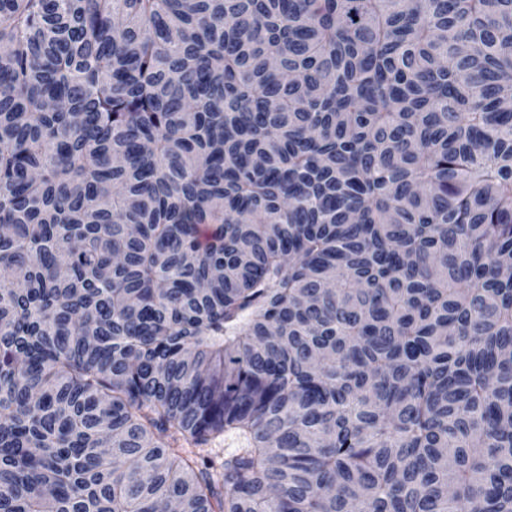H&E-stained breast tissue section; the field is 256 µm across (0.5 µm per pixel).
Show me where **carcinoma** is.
Listing matches in <instances>:
<instances>
[{
	"label": "carcinoma",
	"mask_w": 512,
	"mask_h": 512,
	"mask_svg": "<svg viewBox=\"0 0 512 512\" xmlns=\"http://www.w3.org/2000/svg\"><path fill=\"white\" fill-rule=\"evenodd\" d=\"M0 226V512H512V0H0Z\"/></svg>",
	"instance_id": "obj_1"
}]
</instances>
